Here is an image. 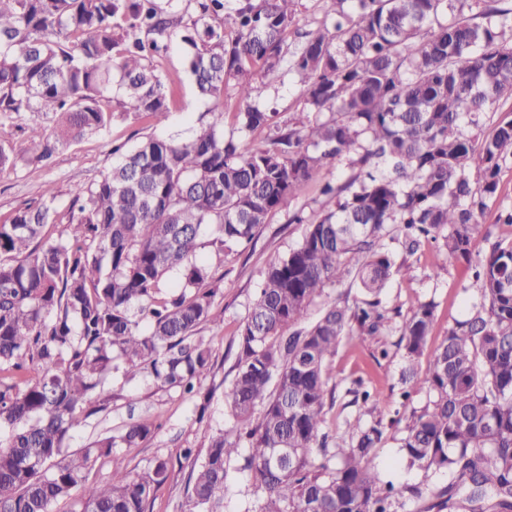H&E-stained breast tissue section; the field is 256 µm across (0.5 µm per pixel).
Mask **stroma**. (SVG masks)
I'll return each mask as SVG.
<instances>
[{
	"mask_svg": "<svg viewBox=\"0 0 512 512\" xmlns=\"http://www.w3.org/2000/svg\"><path fill=\"white\" fill-rule=\"evenodd\" d=\"M153 64L175 91L171 116L162 126L122 115L121 96L114 91L102 100L103 108L114 114L105 132L61 147L49 162L38 163L33 159L35 147L28 137V128L35 124L52 126L53 116L42 112L0 113V146L10 150L15 160L13 168L0 173V224L10 222L18 210L36 205L47 183L56 190L59 213H66L77 191L96 182L111 169L113 145H131L150 137L186 139L195 133L205 120L209 104L196 93L180 37H172L167 53L155 57ZM256 102L260 108L277 113L283 122L299 116L303 107L297 87L286 78L262 89ZM346 175L343 162L325 165L317 180L309 182L288 209L270 215L250 244L220 255L213 249H205L203 258L220 286L213 312L224 321L222 332L211 337L213 367L201 381L202 389L214 392L209 406H202L200 397L166 389L152 380L128 382L117 374L112 378V400L107 410L92 417L70 440L69 448L75 451L98 434H121L126 425L135 421L152 423L153 434L127 459L128 469L134 475L147 470L156 457L163 456L172 462L171 476L156 490L148 512H182L192 466L191 461L183 458V449L206 448L210 430L229 424L224 392L236 373L239 329L269 264L295 247L306 231L305 225L289 223V212L300 210L308 215L325 209L327 203L319 194L320 182H339ZM510 208L512 161L502 164L498 190L488 202L485 224L492 238L512 241V225L496 221L500 211ZM469 285L467 263L448 261L442 251L429 245L407 256L389 285L387 297L405 315L418 303L434 300L435 319L429 338L430 345L434 346L450 325L467 316L471 303ZM384 349L389 352L385 358L380 355ZM402 366L401 352L393 337L363 335L344 340L331 366L336 403L327 414L329 434L339 435L345 418L354 413L350 389L359 379L367 387L388 393L391 409L400 410L401 414H410L412 409L422 406L424 395L414 396L406 405L399 395L393 394ZM399 437V431H388L374 463L394 483L419 482V474L406 470L400 461Z\"/></svg>",
	"mask_w": 512,
	"mask_h": 512,
	"instance_id": "obj_1",
	"label": "stroma"
}]
</instances>
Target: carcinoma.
<instances>
[{
  "mask_svg": "<svg viewBox=\"0 0 512 512\" xmlns=\"http://www.w3.org/2000/svg\"><path fill=\"white\" fill-rule=\"evenodd\" d=\"M182 36L208 121L186 140L150 137L112 149L115 162L79 190L64 234L56 194L0 224V512H52L80 492L77 512H147L171 473L158 457L133 477L126 454L153 425L132 422L71 452L68 442L108 408L115 373L151 377L191 394L212 367L201 325L219 332L217 288L201 258L251 243L320 168L346 161L341 183L319 194L334 208L307 223L302 241L267 268L238 334L237 372L224 392L232 426L193 459L187 512H221L232 473L251 474L258 498L245 512H512V243L495 242L475 265V302L448 326L425 371L435 303L406 317L387 300L399 272L385 239L412 254L441 244L469 259L487 235V199L512 160V118L480 132L512 98V6L504 0H319L322 25L297 28V0H197ZM119 17L123 23L114 22ZM182 19L158 0H0V112H53L52 130L28 128L35 159L105 130L101 100L118 75L124 114L156 125L172 90L152 60ZM288 75L302 117L282 124L254 104ZM234 123L224 133V90ZM267 128L241 149L239 133ZM176 277L173 290L162 281ZM345 295L309 320L330 284ZM399 335L402 396L426 395L402 428L399 451L419 484L396 485L374 465L386 429L378 391L348 390L356 414L330 439V363L346 338ZM104 485L85 484L98 459ZM448 474V483L430 480Z\"/></svg>",
  "mask_w": 512,
  "mask_h": 512,
  "instance_id": "obj_1",
  "label": "carcinoma"
}]
</instances>
